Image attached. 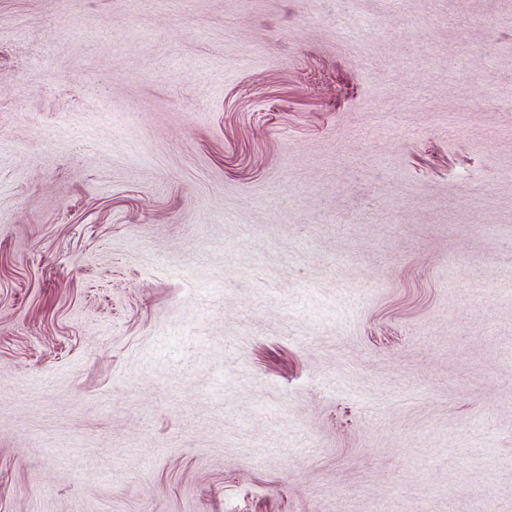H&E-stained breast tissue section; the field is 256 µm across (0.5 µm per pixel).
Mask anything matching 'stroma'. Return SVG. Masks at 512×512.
Returning a JSON list of instances; mask_svg holds the SVG:
<instances>
[{
	"mask_svg": "<svg viewBox=\"0 0 512 512\" xmlns=\"http://www.w3.org/2000/svg\"><path fill=\"white\" fill-rule=\"evenodd\" d=\"M0 512H512V0H0Z\"/></svg>",
	"mask_w": 512,
	"mask_h": 512,
	"instance_id": "obj_1",
	"label": "stroma"
}]
</instances>
